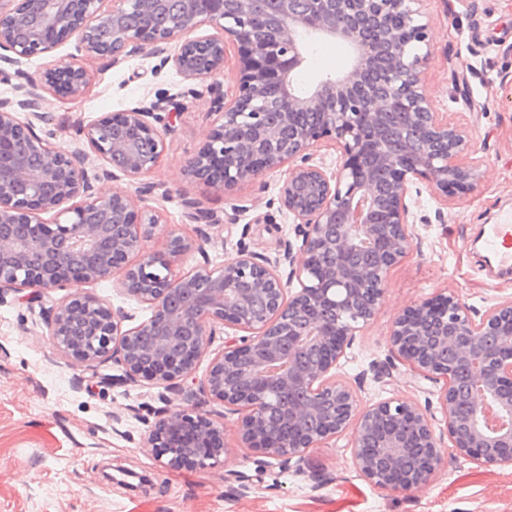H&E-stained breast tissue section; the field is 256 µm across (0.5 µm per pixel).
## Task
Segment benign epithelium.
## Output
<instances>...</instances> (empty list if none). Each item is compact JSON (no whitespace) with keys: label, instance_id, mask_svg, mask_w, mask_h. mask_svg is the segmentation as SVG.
Listing matches in <instances>:
<instances>
[{"label":"benign epithelium","instance_id":"7a95c632","mask_svg":"<svg viewBox=\"0 0 512 512\" xmlns=\"http://www.w3.org/2000/svg\"><path fill=\"white\" fill-rule=\"evenodd\" d=\"M424 0H0V82L24 80L0 99V304L30 290V303L76 285L39 316L56 350L78 364L111 360L122 382L189 379L216 327L239 332L210 362L203 390L240 414L244 447L288 463L310 448L350 436L355 465L374 485L415 491L443 464L448 437L459 456L479 465H512V299L476 320L453 294L406 309L391 347L417 376L444 380L445 429L411 400L391 397L362 408L356 390L336 377L353 337L379 311L390 270L413 240L411 187L427 183L448 201L481 177L468 133L423 93L432 51ZM204 26L217 33L199 35ZM73 38L76 50L116 63L172 42L163 58L189 85L89 121L88 148L105 167L90 175L82 150L63 152L36 132L43 93L70 101L91 78L77 62H55L39 75L22 65L47 58ZM326 39L347 49L343 67L303 89L298 75L306 43ZM238 46V85L218 82L227 46ZM207 84L214 95L208 138L185 162L188 176L225 193L268 172H281V207L304 226L270 259L241 251L218 267H175L204 239L169 233L155 239L157 210L139 191H95L122 173L136 184L159 165L172 115L185 94ZM330 140L336 167L312 162ZM194 224H219L193 202ZM67 216L60 222L61 216ZM122 273L119 288L148 305L150 316L125 329L129 316L81 292ZM300 289L293 290V281ZM147 443L175 467L190 457L215 464L223 433L186 409L168 410Z\"/></svg>","mask_w":512,"mask_h":512}]
</instances>
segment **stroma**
I'll return each mask as SVG.
<instances>
[{
	"label": "stroma",
	"instance_id": "obj_1",
	"mask_svg": "<svg viewBox=\"0 0 512 512\" xmlns=\"http://www.w3.org/2000/svg\"><path fill=\"white\" fill-rule=\"evenodd\" d=\"M423 9L433 45L426 97L432 109L456 113L465 123L482 177L469 194L449 195L444 210L422 191L412 248L391 269L379 312L357 334L336 373L359 381L361 405L404 397L429 408L440 429V383L403 365L389 336L403 310L441 293L454 292L476 317L512 298V280L491 278L475 244L480 225L512 214V0H425ZM341 58L335 42L310 43L299 84L334 71ZM83 64L92 75L85 98L72 102L49 93L43 105L47 120L41 128L65 152L84 148L82 124L103 113L159 94H186L160 165L148 177L161 189L149 204L160 211L164 234L193 238L202 230L187 220L186 199L219 222L202 230L205 254L184 256L179 271L205 261L220 266L243 249L273 256L283 242L300 244L296 224L277 202L280 173L232 196L185 174L187 156L206 141L213 121L206 86L187 94L175 70L160 67L146 49L116 64L104 58ZM231 215L237 223H228ZM37 319L26 302L0 306V512H133L140 504L149 512H512V465L481 467L449 452L434 481L413 492L367 482L346 437L311 449L287 468L257 466L239 442L237 414L200 392L212 357L224 347L223 334L212 337L198 361L195 393L186 398L146 381L104 384L103 376L121 374L120 365L73 364L54 349ZM174 408L205 413L221 427L220 462L173 468L147 444L151 426ZM116 414L123 418L117 428Z\"/></svg>",
	"mask_w": 512,
	"mask_h": 512
}]
</instances>
